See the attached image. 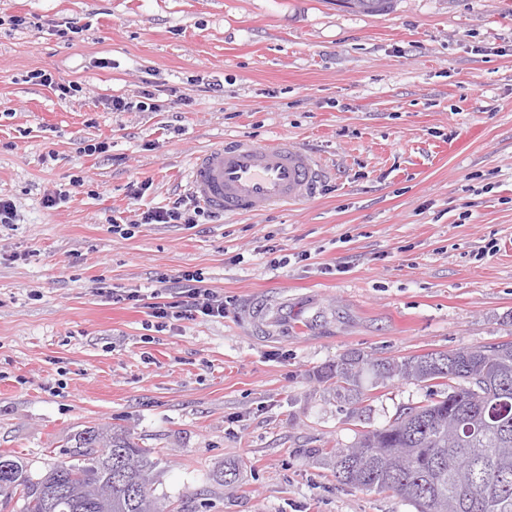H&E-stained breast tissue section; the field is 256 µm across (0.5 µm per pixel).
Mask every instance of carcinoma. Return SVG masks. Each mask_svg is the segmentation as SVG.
Instances as JSON below:
<instances>
[{"mask_svg": "<svg viewBox=\"0 0 512 512\" xmlns=\"http://www.w3.org/2000/svg\"><path fill=\"white\" fill-rule=\"evenodd\" d=\"M357 12L379 13L394 0H341ZM374 383L395 377L425 384L426 403L406 407L384 426L331 452L341 482L366 492L392 493L416 512H512V341L401 361L343 355L320 370L339 396L361 403L363 376ZM0 471V496L23 501L21 512H81L73 498L48 496V480L83 491L106 512H165L153 494L157 462L126 436L90 427L69 460L34 477L23 459Z\"/></svg>", "mask_w": 512, "mask_h": 512, "instance_id": "1", "label": "carcinoma"}]
</instances>
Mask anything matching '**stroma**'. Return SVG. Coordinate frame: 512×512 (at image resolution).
<instances>
[{
    "instance_id": "35a3bbf8",
    "label": "stroma",
    "mask_w": 512,
    "mask_h": 512,
    "mask_svg": "<svg viewBox=\"0 0 512 512\" xmlns=\"http://www.w3.org/2000/svg\"><path fill=\"white\" fill-rule=\"evenodd\" d=\"M116 96L133 110L112 111ZM232 138L316 154L317 197L137 223L188 195L192 158ZM0 198L17 210L0 227V452L40 474L99 426L151 449L170 512H415L340 482L328 452L423 404L424 384L363 379L356 411L317 373L349 352L512 341V0H395L381 15L336 0H0ZM186 271L223 294V317L157 332L102 294ZM255 304L276 335L253 327ZM229 468L231 493L215 481Z\"/></svg>"
}]
</instances>
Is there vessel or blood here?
<instances>
[{"mask_svg":"<svg viewBox=\"0 0 512 512\" xmlns=\"http://www.w3.org/2000/svg\"><path fill=\"white\" fill-rule=\"evenodd\" d=\"M323 171L305 149L278 140L220 143L197 154L188 171L191 195L227 215H255L316 198Z\"/></svg>","mask_w":512,"mask_h":512,"instance_id":"1","label":"vessel or blood"}]
</instances>
